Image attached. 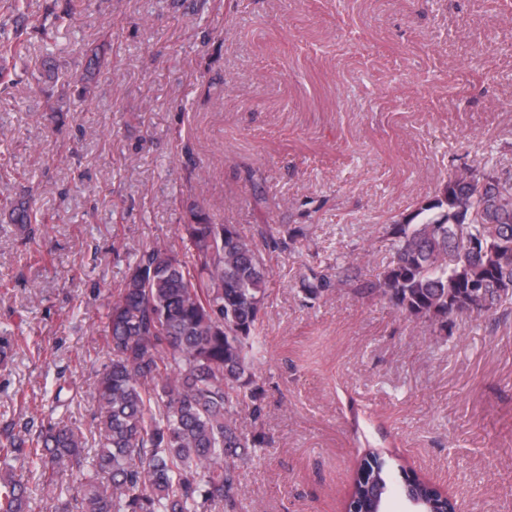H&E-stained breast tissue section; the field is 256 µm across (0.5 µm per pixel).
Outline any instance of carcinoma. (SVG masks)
I'll return each mask as SVG.
<instances>
[{"instance_id":"carcinoma-1","label":"carcinoma","mask_w":512,"mask_h":512,"mask_svg":"<svg viewBox=\"0 0 512 512\" xmlns=\"http://www.w3.org/2000/svg\"><path fill=\"white\" fill-rule=\"evenodd\" d=\"M177 244L155 243L129 265L100 322L112 359L96 376L98 447L81 428L48 418L34 434H0V512H27L28 487L10 467L24 458L39 474L55 512H247L241 469L265 443L243 430L238 405L257 403L254 371L269 270L263 253L233 224H214L188 207ZM421 221L392 225L394 260L355 289L407 316L448 327L462 314H491L512 294V177L473 169L456 174L420 207ZM10 223L36 220L30 204L11 206ZM303 291L330 287L314 269ZM368 451L358 462L349 504L382 512L390 473ZM401 492L422 512H454L429 482L405 475Z\"/></svg>"}]
</instances>
